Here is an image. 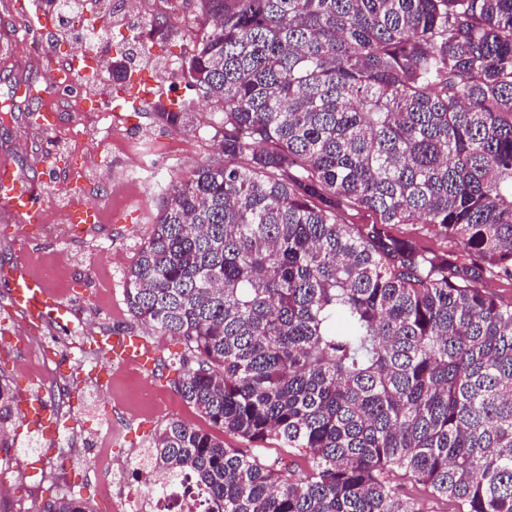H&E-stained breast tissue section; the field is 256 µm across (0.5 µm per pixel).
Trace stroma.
Returning <instances> with one entry per match:
<instances>
[{
  "label": "stroma",
  "mask_w": 512,
  "mask_h": 512,
  "mask_svg": "<svg viewBox=\"0 0 512 512\" xmlns=\"http://www.w3.org/2000/svg\"><path fill=\"white\" fill-rule=\"evenodd\" d=\"M193 24L192 16L184 15L168 40L139 54L129 82L118 85L108 79L98 87L108 111L58 112L54 122L62 132L58 141L31 120L32 102L15 98L14 93L19 84L43 83L46 54L65 57L74 53V44L62 30L48 28L41 43L42 60L22 70L0 60V101L13 100L9 118L0 119V162L11 163L22 179L37 182L42 191L64 187L68 178L76 176L84 177L86 186L94 190H112L99 224L79 230L65 225L62 237L55 240L48 223L22 225L0 203V301L9 294L10 271L24 267L43 275L59 301L81 302L86 336L116 330L143 337L154 349L157 362L152 372L113 380L103 387L98 409L87 414L84 447H94L100 438L110 437L111 428H118V437L111 438L116 462L148 447L168 421L181 420L207 432L213 429L210 420L175 391L182 342L137 323L123 293L124 274L151 233L169 178L187 175L219 155L212 103L196 93L171 96L164 92L162 71L169 59L188 51L185 35ZM174 103L187 104L190 123L161 136L152 114L157 106ZM116 134L138 154L140 184L126 185L122 172L110 169L111 139ZM144 382L152 385L160 399L147 415L141 412Z\"/></svg>",
  "instance_id": "stroma-1"
}]
</instances>
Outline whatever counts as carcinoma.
Returning <instances> with one entry per match:
<instances>
[{
  "mask_svg": "<svg viewBox=\"0 0 512 512\" xmlns=\"http://www.w3.org/2000/svg\"><path fill=\"white\" fill-rule=\"evenodd\" d=\"M176 59L218 160L171 179L125 273L132 317L184 342L146 456L208 512H512V0H194ZM171 32L148 19L142 50ZM129 51L112 63L128 78ZM162 127L187 116L160 108ZM378 221L356 224L348 212ZM422 223L459 247L389 232ZM0 384V447L13 425ZM276 439L300 475L264 457ZM44 512H90L63 495Z\"/></svg>",
  "mask_w": 512,
  "mask_h": 512,
  "instance_id": "cac0c4a2",
  "label": "carcinoma"
}]
</instances>
